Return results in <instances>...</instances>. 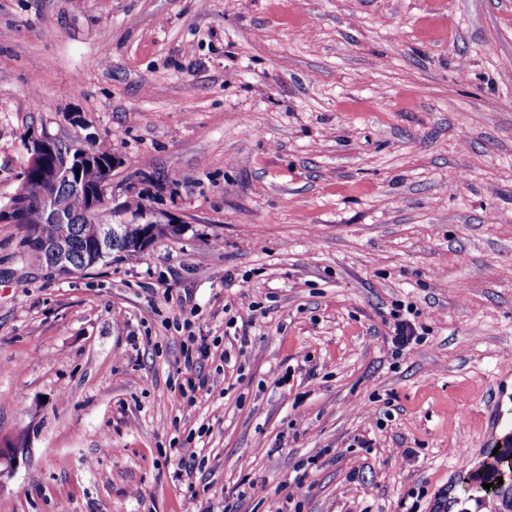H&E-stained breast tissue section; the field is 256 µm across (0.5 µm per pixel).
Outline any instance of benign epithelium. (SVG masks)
Instances as JSON below:
<instances>
[{"mask_svg":"<svg viewBox=\"0 0 512 512\" xmlns=\"http://www.w3.org/2000/svg\"><path fill=\"white\" fill-rule=\"evenodd\" d=\"M29 167L33 169L31 182H22L16 195L33 196L45 217L56 224H69L72 220L70 196L85 199L83 223L88 225L87 235L95 239L101 257H106L114 240L126 235V225L138 224L137 248L145 250L155 243L153 225L162 220L148 210L127 215L112 211L111 219L102 218L105 202L112 184V171L119 164L116 154L105 158L94 156L88 144L75 140L63 141L44 134L29 144ZM31 252L39 258L41 266L61 276H77L84 268L72 264L69 245L62 241L49 242L34 239ZM22 448H0V487L4 477L13 472V462Z\"/></svg>","mask_w":512,"mask_h":512,"instance_id":"1","label":"benign epithelium"}]
</instances>
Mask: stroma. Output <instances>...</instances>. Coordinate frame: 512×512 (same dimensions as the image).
Wrapping results in <instances>:
<instances>
[{"instance_id": "stroma-1", "label": "stroma", "mask_w": 512, "mask_h": 512, "mask_svg": "<svg viewBox=\"0 0 512 512\" xmlns=\"http://www.w3.org/2000/svg\"><path fill=\"white\" fill-rule=\"evenodd\" d=\"M46 133L183 232L62 278L0 222V512H512L462 490L512 387V0H0V205ZM400 307L397 306L398 309H393L390 313L393 319L391 341L397 350L403 351L410 348L413 343L419 344L423 336L428 335L425 332L428 329L416 323L415 317L419 316V312H414L411 307H407V313L413 315V319H410L401 312Z\"/></svg>"}]
</instances>
